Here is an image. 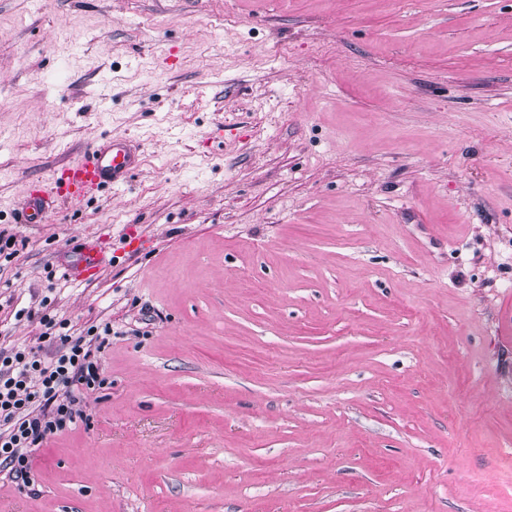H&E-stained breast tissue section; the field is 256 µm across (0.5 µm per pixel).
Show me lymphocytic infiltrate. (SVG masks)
Instances as JSON below:
<instances>
[{
  "label": "lymphocytic infiltrate",
  "mask_w": 512,
  "mask_h": 512,
  "mask_svg": "<svg viewBox=\"0 0 512 512\" xmlns=\"http://www.w3.org/2000/svg\"><path fill=\"white\" fill-rule=\"evenodd\" d=\"M16 315L37 322L40 332L34 342L0 347V478L31 491L36 451L87 419L79 402L105 382L112 326L78 331L40 309Z\"/></svg>",
  "instance_id": "lymphocytic-infiltrate-1"
}]
</instances>
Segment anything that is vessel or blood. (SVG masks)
Returning a JSON list of instances; mask_svg holds the SVG:
<instances>
[{"label": "vessel or blood", "mask_w": 512, "mask_h": 512, "mask_svg": "<svg viewBox=\"0 0 512 512\" xmlns=\"http://www.w3.org/2000/svg\"><path fill=\"white\" fill-rule=\"evenodd\" d=\"M140 165V156L122 135H111L63 167L60 175L34 185L19 212L24 224L44 219L54 202L80 209L96 193L124 186ZM106 259L97 247L85 248L67 270L68 277L82 279L100 271Z\"/></svg>", "instance_id": "obj_1"}]
</instances>
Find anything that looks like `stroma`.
Wrapping results in <instances>:
<instances>
[{
	"instance_id": "obj_1",
	"label": "stroma",
	"mask_w": 512,
	"mask_h": 512,
	"mask_svg": "<svg viewBox=\"0 0 512 512\" xmlns=\"http://www.w3.org/2000/svg\"><path fill=\"white\" fill-rule=\"evenodd\" d=\"M0 234L114 331L0 512H512V0H0ZM140 165V156L127 137L111 135L29 191L19 211L20 224H36L44 219L56 201L79 210L96 193L124 186ZM105 263L102 252L95 246H89L80 253L79 259L67 269L66 274L69 278L84 279L100 271Z\"/></svg>"
}]
</instances>
